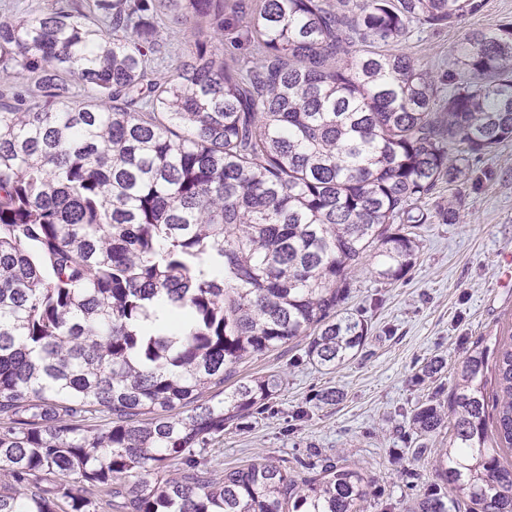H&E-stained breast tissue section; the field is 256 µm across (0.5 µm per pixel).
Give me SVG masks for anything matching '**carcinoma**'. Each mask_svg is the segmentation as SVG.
<instances>
[{"label": "carcinoma", "instance_id": "cac0c4a2", "mask_svg": "<svg viewBox=\"0 0 512 512\" xmlns=\"http://www.w3.org/2000/svg\"><path fill=\"white\" fill-rule=\"evenodd\" d=\"M88 5L0 20V75L42 97L0 103V512H364L374 480L331 457L222 471L208 446L282 388L243 361L362 351L351 270L400 280L419 203L512 139V22L465 36L445 94L395 46L482 0H262L246 21L224 0ZM163 15L209 30L170 76ZM231 26L254 52L236 68ZM408 423L448 430L414 512H512V339L473 344Z\"/></svg>", "mask_w": 512, "mask_h": 512}]
</instances>
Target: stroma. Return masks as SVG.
Instances as JSON below:
<instances>
[{
  "label": "stroma",
  "instance_id": "stroma-1",
  "mask_svg": "<svg viewBox=\"0 0 512 512\" xmlns=\"http://www.w3.org/2000/svg\"><path fill=\"white\" fill-rule=\"evenodd\" d=\"M510 20L512 0H482L481 9L457 26L411 23L398 49L427 62L444 86L465 35ZM206 31L201 21L170 24L156 55L161 74L181 68L188 44ZM451 201L460 212L456 224L439 215ZM423 207L429 221L402 279L379 280L365 265L351 274L345 307L369 327L362 353L331 372L313 366L300 344L238 366L241 377L280 374L283 386L245 427H228L212 441V457L222 468L271 456L294 469L316 451L372 477L392 512H410L436 483L431 452L411 453L416 440L406 415L432 396L447 399L473 342L491 345L512 335V140L474 160L464 185L440 184ZM434 357L446 361L444 372L423 377V365ZM329 388L340 391L341 400L320 403Z\"/></svg>",
  "mask_w": 512,
  "mask_h": 512
}]
</instances>
